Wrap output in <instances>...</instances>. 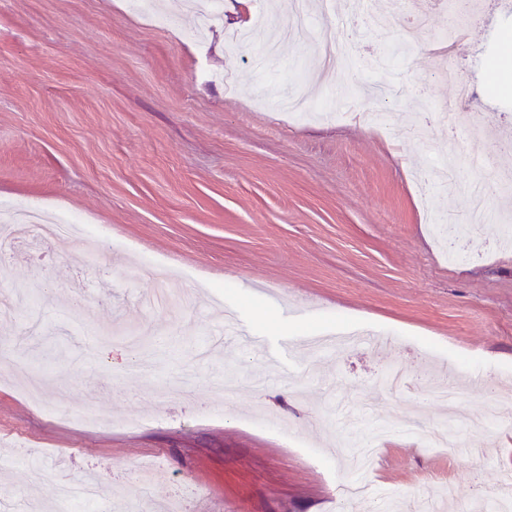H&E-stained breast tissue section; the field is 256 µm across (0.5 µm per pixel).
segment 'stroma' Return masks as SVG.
Here are the masks:
<instances>
[{
	"label": "stroma",
	"mask_w": 512,
	"mask_h": 512,
	"mask_svg": "<svg viewBox=\"0 0 512 512\" xmlns=\"http://www.w3.org/2000/svg\"><path fill=\"white\" fill-rule=\"evenodd\" d=\"M419 9L431 19L397 53ZM266 10L224 0L206 28L188 0H0V203L100 230L0 261V282L37 288L0 318V512H88L39 477L63 460L110 512H159L177 489L186 512H370L340 487L353 413L392 427L367 472L377 496L444 478L440 512H474L512 469V426L480 423L492 396L512 401V242L487 224L452 264L433 231L471 206L435 176L449 154L488 155V181L512 173L495 143L512 94L491 79L512 11L458 22L451 0H312L355 43L330 68L316 27L261 54ZM444 48L483 116L479 147L436 119L456 94L431 69ZM165 276L174 300L148 303ZM222 311L271 358L222 337ZM358 329L386 349L301 347ZM390 366L409 391L384 385ZM442 379L466 387L460 456L397 429L414 403L423 430L447 425L429 395Z\"/></svg>",
	"instance_id": "obj_1"
}]
</instances>
